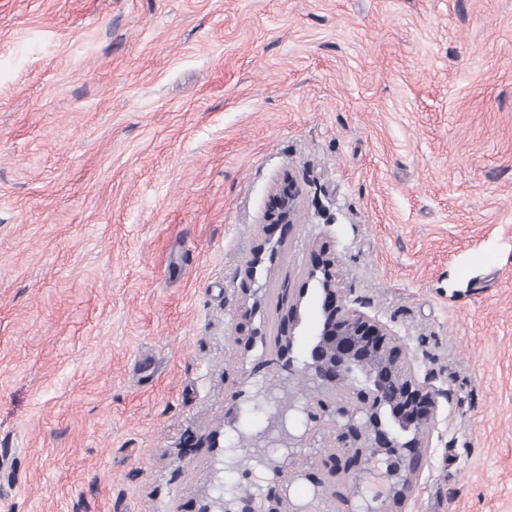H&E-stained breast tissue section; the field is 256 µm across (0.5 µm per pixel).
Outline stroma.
<instances>
[{
	"instance_id": "stroma-1",
	"label": "stroma",
	"mask_w": 512,
	"mask_h": 512,
	"mask_svg": "<svg viewBox=\"0 0 512 512\" xmlns=\"http://www.w3.org/2000/svg\"><path fill=\"white\" fill-rule=\"evenodd\" d=\"M323 248L441 392L396 512H512V0H0V512L306 500L222 461ZM297 197L298 190L293 180L290 178L284 179L270 209V222L267 224L270 235L278 230L280 231L279 238L281 241L288 236V231L293 224Z\"/></svg>"
}]
</instances>
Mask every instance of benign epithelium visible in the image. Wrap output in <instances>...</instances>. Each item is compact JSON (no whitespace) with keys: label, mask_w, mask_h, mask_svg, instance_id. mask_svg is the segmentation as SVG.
<instances>
[{"label":"benign epithelium","mask_w":512,"mask_h":512,"mask_svg":"<svg viewBox=\"0 0 512 512\" xmlns=\"http://www.w3.org/2000/svg\"><path fill=\"white\" fill-rule=\"evenodd\" d=\"M298 190L292 179L283 180L269 212L268 231L285 239L296 214ZM307 278L321 290L320 322L306 351L295 353L300 306L293 303L282 319L271 358L255 364L251 375H271L263 390H278L284 396L260 399V391L249 399L263 401L267 427L255 432L257 461L271 468L277 478L294 474L311 485L312 497L302 504H284L278 487L271 485L256 496L248 489L236 490L228 501H209L199 512H318L323 482L310 469L285 471L293 449L325 428L335 435L336 446L322 464L336 475L359 476L376 462L386 463V478L393 502L401 501L421 474L429 439L437 420V397L431 377H419L406 358L398 339L380 321L343 304L336 282L333 258L323 252L315 256ZM302 417L306 429L300 433L294 419ZM288 454L279 458L270 449ZM357 499L351 512H387L379 503L381 494L370 498L353 488Z\"/></svg>","instance_id":"1"}]
</instances>
